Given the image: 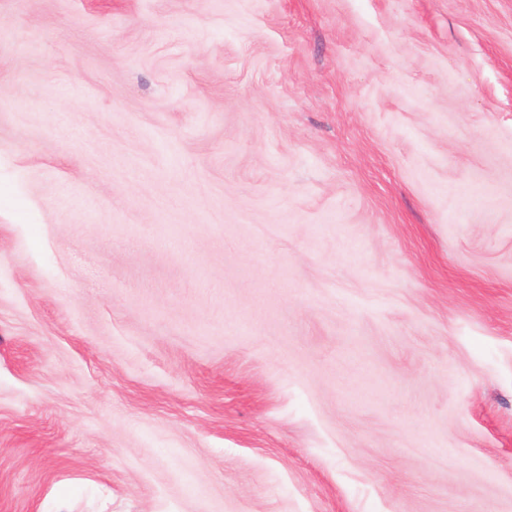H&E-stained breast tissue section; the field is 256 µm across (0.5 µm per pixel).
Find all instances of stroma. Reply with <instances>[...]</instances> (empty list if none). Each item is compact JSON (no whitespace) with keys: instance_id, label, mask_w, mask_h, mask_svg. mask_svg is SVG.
I'll return each mask as SVG.
<instances>
[{"instance_id":"35a3bbf8","label":"stroma","mask_w":512,"mask_h":512,"mask_svg":"<svg viewBox=\"0 0 512 512\" xmlns=\"http://www.w3.org/2000/svg\"><path fill=\"white\" fill-rule=\"evenodd\" d=\"M0 512H512V0H0Z\"/></svg>"}]
</instances>
